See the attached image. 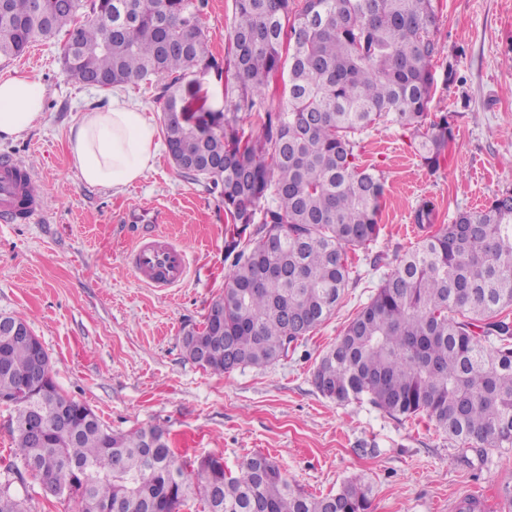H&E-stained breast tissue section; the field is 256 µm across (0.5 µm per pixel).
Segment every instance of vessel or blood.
I'll return each instance as SVG.
<instances>
[{
    "label": "vessel or blood",
    "instance_id": "vessel-or-blood-1",
    "mask_svg": "<svg viewBox=\"0 0 512 512\" xmlns=\"http://www.w3.org/2000/svg\"><path fill=\"white\" fill-rule=\"evenodd\" d=\"M18 212L24 213L26 220L36 219L43 212V197L28 187L16 165L5 162L0 164V215L11 218ZM131 254L134 271L153 287L177 286L188 275V254L162 235L136 240Z\"/></svg>",
    "mask_w": 512,
    "mask_h": 512
}]
</instances>
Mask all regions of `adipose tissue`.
I'll list each match as a JSON object with an SVG mask.
<instances>
[{
    "label": "adipose tissue",
    "instance_id": "adipose-tissue-1",
    "mask_svg": "<svg viewBox=\"0 0 512 512\" xmlns=\"http://www.w3.org/2000/svg\"><path fill=\"white\" fill-rule=\"evenodd\" d=\"M44 85L23 73L0 80V140L17 139L45 117ZM161 137L156 125L121 97L81 114L69 128L72 168L88 186L122 189L155 167Z\"/></svg>",
    "mask_w": 512,
    "mask_h": 512
}]
</instances>
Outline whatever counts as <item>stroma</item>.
Here are the masks:
<instances>
[{"instance_id": "obj_1", "label": "stroma", "mask_w": 512, "mask_h": 512, "mask_svg": "<svg viewBox=\"0 0 512 512\" xmlns=\"http://www.w3.org/2000/svg\"><path fill=\"white\" fill-rule=\"evenodd\" d=\"M437 86L430 117L447 115L455 139L437 171L418 157L410 132L381 125L362 134L360 160L384 178L382 230L360 251L335 313L288 359L214 375L187 359L184 326L201 324L224 291L232 230L218 196L180 175L167 150L154 170L116 191L80 182L67 132L88 108L125 96L152 121L162 104L153 87L102 90L69 80L63 38L36 40L0 60V78L20 72L44 84L43 122L0 141V159L24 156L44 191L45 211L24 224L0 223V315L23 317L50 355L68 396L116 432L159 426L183 459L222 457L228 467L263 454L305 493L336 492L359 478L372 488L370 512H448L463 492L502 508L512 482V449L478 454L427 418L396 419L368 403L333 402L312 373L347 323L368 303L422 231L416 210L429 201L434 224L482 209L512 190V0H438ZM233 0H208L203 27L216 57ZM186 250L191 268L175 288L147 285L132 269L133 241L155 232ZM30 512H78L75 500L45 494L32 475L15 479Z\"/></svg>"}]
</instances>
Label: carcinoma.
<instances>
[{"instance_id":"carcinoma-1","label":"carcinoma","mask_w":512,"mask_h":512,"mask_svg":"<svg viewBox=\"0 0 512 512\" xmlns=\"http://www.w3.org/2000/svg\"><path fill=\"white\" fill-rule=\"evenodd\" d=\"M436 0H234L224 57L202 25L207 0H0V59L32 41L65 37L63 72L110 89L157 81L170 157L218 196L236 226L223 326L209 319L182 332L188 359L214 374L288 357L340 303L351 280L349 253L380 234L383 177L361 167L356 135L387 120L421 135L416 151L440 167L454 133L444 114L427 121L440 54ZM288 73V105L271 86ZM214 76L215 108L189 74ZM262 111L249 137L239 113ZM425 133H420L421 128ZM434 206L415 212L432 227ZM512 191L459 213L424 235L347 324L313 378L336 383L326 398L367 401L395 418L426 417L478 452L512 448ZM212 350L200 362V343ZM32 346L0 336V403L15 411L25 470L79 512H181L191 497L203 512H368L359 479L334 494L295 489L272 458L256 454L236 470L217 457L179 461L158 426L114 433L52 377L42 388L46 444L29 430ZM0 512H27L0 481Z\"/></svg>"}]
</instances>
